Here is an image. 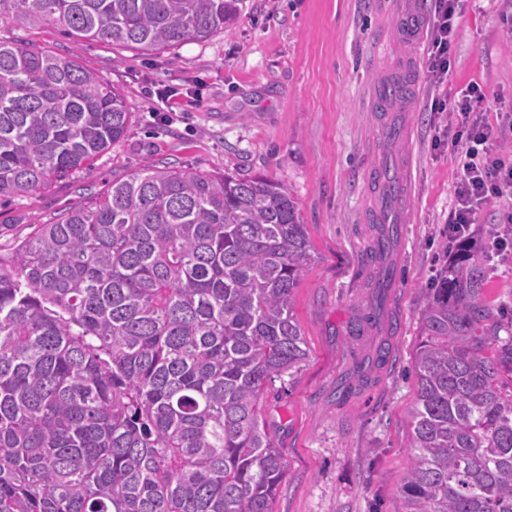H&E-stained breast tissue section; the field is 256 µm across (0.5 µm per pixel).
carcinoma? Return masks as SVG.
Instances as JSON below:
<instances>
[{"instance_id":"cac0c4a2","label":"carcinoma","mask_w":512,"mask_h":512,"mask_svg":"<svg viewBox=\"0 0 512 512\" xmlns=\"http://www.w3.org/2000/svg\"><path fill=\"white\" fill-rule=\"evenodd\" d=\"M238 2L0 0V21L153 54L223 33ZM129 122L75 57L0 40V198L89 169ZM312 260L263 176L148 166L33 225L0 255V512H273L263 397L307 356L291 297ZM482 290L457 259L422 313L405 512H512V336Z\"/></svg>"}]
</instances>
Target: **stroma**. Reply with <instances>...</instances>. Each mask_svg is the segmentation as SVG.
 I'll use <instances>...</instances> for the list:
<instances>
[{
    "label": "stroma",
    "instance_id": "obj_1",
    "mask_svg": "<svg viewBox=\"0 0 512 512\" xmlns=\"http://www.w3.org/2000/svg\"><path fill=\"white\" fill-rule=\"evenodd\" d=\"M432 9L433 0H240L223 34L152 56L106 41L77 46L52 26L0 27L1 40L77 53L81 66L123 90L132 115L126 136L89 170L0 203V254H10L31 225L149 165L264 175L297 201L315 255L291 298L308 356L264 395L267 424L287 460L273 512L404 510L421 315L457 250L448 221L462 148L442 134L456 117L432 111V100L476 84L494 111H512V38L499 20L512 0H468L440 86L427 70L428 46L401 36L410 18L428 34ZM399 74L414 79L408 103L372 111L371 93ZM162 86L177 92L169 122L153 112ZM393 125L402 139L388 136ZM385 169L402 192L392 216L400 226L393 279L380 300L374 285L388 267L366 255L383 210L375 176ZM510 211L506 201L484 206L470 240L485 275L483 298L505 325L512 260L491 242L507 232ZM375 307L372 336H389L392 361L364 382L356 364L372 337L354 338L348 326Z\"/></svg>",
    "mask_w": 512,
    "mask_h": 512
}]
</instances>
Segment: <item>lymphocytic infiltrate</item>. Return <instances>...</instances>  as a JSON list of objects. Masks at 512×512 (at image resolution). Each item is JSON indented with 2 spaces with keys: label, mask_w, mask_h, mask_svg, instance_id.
Masks as SVG:
<instances>
[{
  "label": "lymphocytic infiltrate",
  "mask_w": 512,
  "mask_h": 512,
  "mask_svg": "<svg viewBox=\"0 0 512 512\" xmlns=\"http://www.w3.org/2000/svg\"><path fill=\"white\" fill-rule=\"evenodd\" d=\"M465 0H435L430 23L429 72L435 83L448 76L453 31ZM486 97L479 87L461 90L456 99H439L435 111L453 112L460 119L454 138L464 145V160L455 189V208L448 224L450 235L467 238L483 205L500 199L512 200V162L498 154L505 137L512 133V116L489 123L480 106Z\"/></svg>",
  "instance_id": "lymphocytic-infiltrate-1"
}]
</instances>
